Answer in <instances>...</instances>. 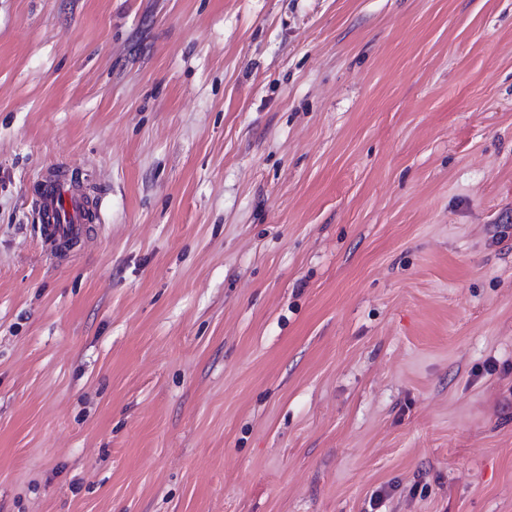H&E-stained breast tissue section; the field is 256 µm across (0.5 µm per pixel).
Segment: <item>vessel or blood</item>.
Returning a JSON list of instances; mask_svg holds the SVG:
<instances>
[{
  "label": "vessel or blood",
  "instance_id": "vessel-or-blood-1",
  "mask_svg": "<svg viewBox=\"0 0 512 512\" xmlns=\"http://www.w3.org/2000/svg\"><path fill=\"white\" fill-rule=\"evenodd\" d=\"M93 206V201L76 192L68 178L56 175L35 203L42 240L54 245L81 241L86 213Z\"/></svg>",
  "mask_w": 512,
  "mask_h": 512
}]
</instances>
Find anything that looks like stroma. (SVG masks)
<instances>
[{"label":"stroma","mask_w":512,"mask_h":512,"mask_svg":"<svg viewBox=\"0 0 512 512\" xmlns=\"http://www.w3.org/2000/svg\"><path fill=\"white\" fill-rule=\"evenodd\" d=\"M378 490L512 512V0H0V512ZM48 189L35 203L39 216L40 234L44 242L58 246L82 242L83 227L88 209L100 212V201L94 205L76 192L71 181L62 174L48 182Z\"/></svg>","instance_id":"1"}]
</instances>
